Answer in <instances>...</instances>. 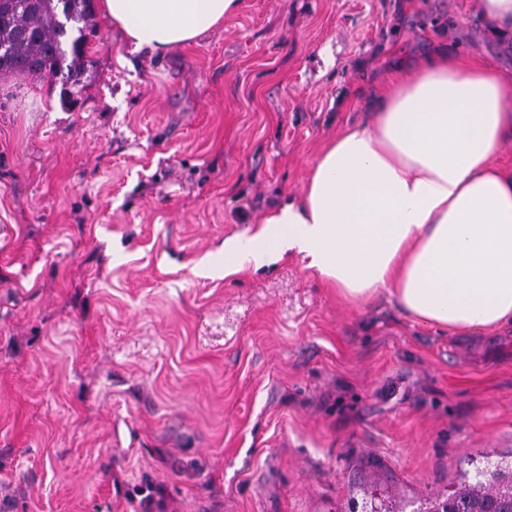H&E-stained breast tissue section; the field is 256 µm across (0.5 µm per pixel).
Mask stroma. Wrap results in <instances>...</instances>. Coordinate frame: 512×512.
<instances>
[{
	"instance_id": "stroma-1",
	"label": "stroma",
	"mask_w": 512,
	"mask_h": 512,
	"mask_svg": "<svg viewBox=\"0 0 512 512\" xmlns=\"http://www.w3.org/2000/svg\"><path fill=\"white\" fill-rule=\"evenodd\" d=\"M480 0H239L88 86L0 76V512H421L512 451V324L366 306L224 242L301 197L328 140L442 50L512 76Z\"/></svg>"
}]
</instances>
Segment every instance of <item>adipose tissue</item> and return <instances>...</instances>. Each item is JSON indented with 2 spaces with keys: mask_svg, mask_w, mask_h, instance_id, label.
Masks as SVG:
<instances>
[{
  "mask_svg": "<svg viewBox=\"0 0 512 512\" xmlns=\"http://www.w3.org/2000/svg\"><path fill=\"white\" fill-rule=\"evenodd\" d=\"M239 0H100L134 48L195 40ZM512 77L475 57L431 55L392 83L369 123L322 150L305 191L224 244V272L298 254L352 304L380 293L448 330L512 321Z\"/></svg>",
  "mask_w": 512,
  "mask_h": 512,
  "instance_id": "ef3b65f1",
  "label": "adipose tissue"
}]
</instances>
